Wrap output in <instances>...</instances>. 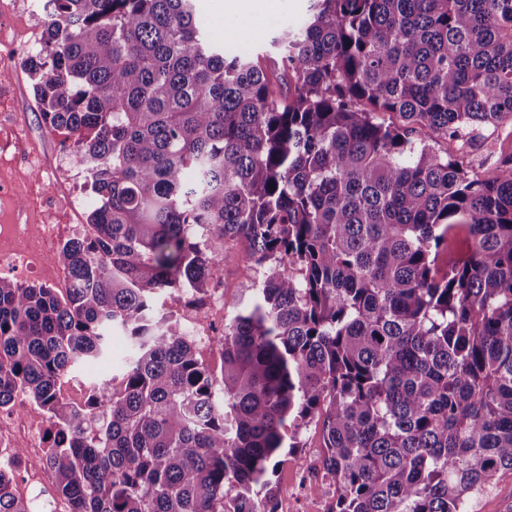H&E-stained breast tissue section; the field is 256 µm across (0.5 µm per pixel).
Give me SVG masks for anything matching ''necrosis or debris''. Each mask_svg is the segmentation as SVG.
Here are the masks:
<instances>
[{
    "label": "necrosis or debris",
    "mask_w": 512,
    "mask_h": 512,
    "mask_svg": "<svg viewBox=\"0 0 512 512\" xmlns=\"http://www.w3.org/2000/svg\"><path fill=\"white\" fill-rule=\"evenodd\" d=\"M44 0H0V70L22 75L40 41ZM23 113L0 124V272H22L53 282L59 292L71 286L55 261L58 248L83 237L77 216L86 202L83 172L70 157L44 161L39 142L23 137ZM52 438L45 424L16 410L0 412V468L23 469L21 489L43 485L34 464Z\"/></svg>",
    "instance_id": "obj_1"
}]
</instances>
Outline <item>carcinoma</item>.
Segmentation results:
<instances>
[{"mask_svg":"<svg viewBox=\"0 0 512 512\" xmlns=\"http://www.w3.org/2000/svg\"><path fill=\"white\" fill-rule=\"evenodd\" d=\"M47 7L34 98L94 204L66 293L0 277V411L49 422L71 512H275L314 419L333 512H468L512 472V153L463 152L512 127V0H309L266 64L196 0ZM238 240L264 273L216 375L156 302L204 306ZM116 335L120 372L60 400ZM0 512H32L8 469ZM484 135L474 147L465 149L468 152L469 164L466 171L469 177L487 179L496 176L499 172L497 158L500 152H511V136H507L506 131L484 132ZM301 440L303 448H296L291 453H288L286 457H282L285 459V462L278 468L275 478L284 489L286 488L288 479V470H290V468L298 459L311 455V450L316 452L315 455L317 458V463L319 466H321V460L325 448H322L321 424L318 423L316 419L309 423L302 434Z\"/></svg>","mask_w":512,"mask_h":512,"instance_id":"carcinoma-1","label":"carcinoma"}]
</instances>
